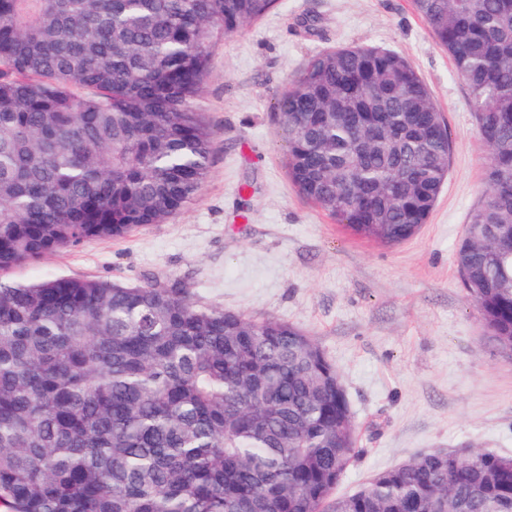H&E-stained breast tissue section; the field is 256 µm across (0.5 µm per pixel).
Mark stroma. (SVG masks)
I'll use <instances>...</instances> for the list:
<instances>
[{"label": "stroma", "instance_id": "35a3bbf8", "mask_svg": "<svg viewBox=\"0 0 512 512\" xmlns=\"http://www.w3.org/2000/svg\"><path fill=\"white\" fill-rule=\"evenodd\" d=\"M364 45L413 63L452 146L426 224L395 245L355 235L299 193L276 121L312 56ZM194 107L215 132L195 199L166 223L61 250L13 280L176 279L194 300L311 336L341 376L362 449L334 495L424 451L512 457V357L489 340L454 261L489 153L468 89L414 0H278L214 42Z\"/></svg>", "mask_w": 512, "mask_h": 512}]
</instances>
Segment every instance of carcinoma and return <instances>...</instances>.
<instances>
[{"label": "carcinoma", "mask_w": 512, "mask_h": 512, "mask_svg": "<svg viewBox=\"0 0 512 512\" xmlns=\"http://www.w3.org/2000/svg\"><path fill=\"white\" fill-rule=\"evenodd\" d=\"M274 0H0V508L5 512H512V457L427 451L354 494L345 390L277 319L181 282H19L8 271L163 224L201 192L213 128L193 107L210 47ZM489 150L455 261L512 344V0H415ZM288 174L386 244L426 223L451 144L410 61L312 58L278 101Z\"/></svg>", "instance_id": "carcinoma-1"}]
</instances>
